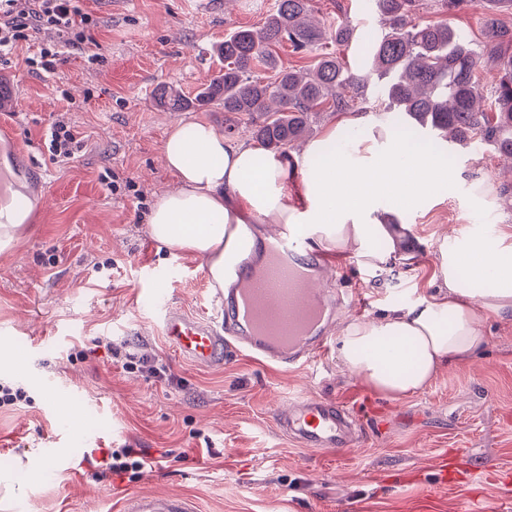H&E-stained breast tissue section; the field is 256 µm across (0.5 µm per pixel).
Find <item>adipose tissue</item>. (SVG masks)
Wrapping results in <instances>:
<instances>
[{
  "label": "adipose tissue",
  "mask_w": 512,
  "mask_h": 512,
  "mask_svg": "<svg viewBox=\"0 0 512 512\" xmlns=\"http://www.w3.org/2000/svg\"><path fill=\"white\" fill-rule=\"evenodd\" d=\"M340 129L329 127L302 155H275L224 136L205 121L172 127L163 142L164 166L175 188L159 193L149 231L160 244L203 258L212 287L255 245L254 224H302L318 248L349 252L384 267L393 248H378L387 230L383 203L434 197L448 168L435 155L374 137L346 152L330 151ZM492 279L478 292L473 281ZM436 294L359 318L340 330L341 367L369 390L392 397L422 391L443 367L470 362L486 345L482 321L512 317V242L468 235L440 246Z\"/></svg>",
  "instance_id": "1"
}]
</instances>
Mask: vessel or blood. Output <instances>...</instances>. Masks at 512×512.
<instances>
[{"label": "vessel or blood", "instance_id": "vessel-or-blood-1", "mask_svg": "<svg viewBox=\"0 0 512 512\" xmlns=\"http://www.w3.org/2000/svg\"><path fill=\"white\" fill-rule=\"evenodd\" d=\"M303 226L289 224L263 249L258 263H247L233 287L215 289L218 317L190 315L167 303L168 272L150 273L148 303L161 312L167 343L183 361L198 367L222 364L245 349L284 368L309 362L324 348L330 325L347 303L324 280L334 263L330 255L308 250ZM278 424L301 447L336 450L352 447L356 429L341 405L307 394L291 399ZM126 512H196L185 496L126 500Z\"/></svg>", "mask_w": 512, "mask_h": 512}]
</instances>
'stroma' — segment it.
<instances>
[{"instance_id": "obj_1", "label": "stroma", "mask_w": 512, "mask_h": 512, "mask_svg": "<svg viewBox=\"0 0 512 512\" xmlns=\"http://www.w3.org/2000/svg\"><path fill=\"white\" fill-rule=\"evenodd\" d=\"M94 23L85 31L98 57L70 50L54 71L30 67L41 47L59 41L48 27L30 32L0 56V89L11 95L0 116L18 131L19 162L0 146V168L20 188L26 227L0 251V380L25 388L28 403L0 410V484L13 487L0 512H122L126 498L181 494L198 512H512L501 476H512V319L484 322L488 343L476 359L442 371L423 391L391 398L344 373L338 342L294 369L247 354L200 369L181 360L162 334L157 309L142 296L152 268H172L167 301L216 319L200 257L170 250L149 233L158 193L175 179L161 161L167 131L204 120L251 141L250 127L213 105L170 112L153 92L170 86L194 97L219 69L212 50L241 26L262 27L275 0H78ZM321 20L341 18L381 34L368 0H314ZM417 21L445 20L467 31L477 74L491 85L496 61L485 48V13L476 0L447 10L419 0ZM64 120L80 148L54 163L46 132ZM452 175L434 200L410 210L385 207L379 218L411 225L423 244H397L372 270L339 252L334 285L352 290L348 316L372 317L434 293L443 238L491 225L512 234V164L490 148L455 147ZM483 182L489 202L471 194ZM144 354L165 365L164 378L123 369L120 356ZM78 398L64 422L49 391ZM307 391L349 407L363 438L323 454L299 447L276 425L291 396ZM132 447L153 464L123 476L97 477L104 452ZM59 449L55 473L37 484L27 462ZM464 452L481 475L442 486L445 457Z\"/></svg>"}]
</instances>
